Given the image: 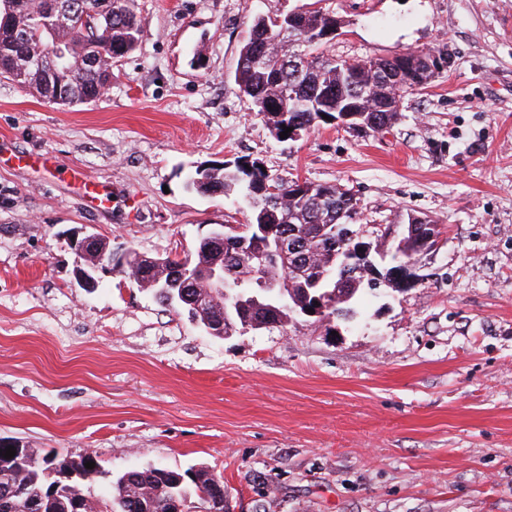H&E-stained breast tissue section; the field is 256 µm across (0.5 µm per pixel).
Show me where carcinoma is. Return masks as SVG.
<instances>
[{"label": "carcinoma", "mask_w": 512, "mask_h": 512, "mask_svg": "<svg viewBox=\"0 0 512 512\" xmlns=\"http://www.w3.org/2000/svg\"><path fill=\"white\" fill-rule=\"evenodd\" d=\"M57 11L85 14L91 24L83 27L55 25L56 16L48 10V3ZM134 0H10L14 12L5 14L0 0V77L11 79L44 99L49 95L66 96L71 104H81L98 98L112 84V66L116 63L113 51L117 47L132 52L140 39L141 27L133 6ZM277 31L265 29V17L253 19L249 36L242 45L235 78L240 93L257 104L265 96H280L290 109L288 125L308 132L321 123L323 116L338 118L345 109L359 115L358 123L371 131L391 128L399 119L400 103L408 90L415 85L407 74L389 87L379 85L378 72L372 60H336L320 52L319 44H293L276 40ZM60 43L66 51L65 68L53 76L38 70L20 71L25 58L41 48ZM295 51L303 52L317 62L311 71L309 83L300 89L281 91L275 86V75L281 71L280 57ZM261 53L265 66L255 67L252 56ZM269 176L260 168L251 172L237 165L213 167L205 186L197 187L202 193L224 195L231 188L241 186L245 197L260 201V206L249 205V223L263 222L273 229L282 226L296 230L307 242L306 255L290 266H271V277L288 276L295 292L306 288L309 295L322 296L333 290L334 279L345 268L365 264L360 246L365 241L344 240L352 231L358 215L354 196L340 186L307 183L303 195L295 194L294 182H278L279 192L269 203L256 195ZM327 224L339 226L336 236L321 234ZM390 251V261L385 269H395L420 254L417 238L408 235L398 252ZM224 277L235 281L242 279L239 291L249 297L264 299V292L257 286L259 277L252 274L251 255L234 248H224ZM214 261V255L195 247L188 259L187 271L192 276L202 275ZM372 289L363 276H349L338 289L339 299L326 316L349 319L355 315V302L365 290ZM270 310L262 307L233 313L224 323V333L243 326L245 322L264 320ZM90 455L73 458L54 453L38 457L20 467L16 460L7 459L0 452V512H31L30 504L40 502L43 512H73V502L83 498L93 512H172L175 499L188 498L204 506L212 496L213 486L224 484L221 476L204 467L185 470L149 467L127 470L109 475V488L103 495L94 493V486L105 475L100 464L90 470L92 477L84 482L64 483L54 494L48 492L45 471L57 465L64 469H83Z\"/></svg>", "instance_id": "obj_1"}]
</instances>
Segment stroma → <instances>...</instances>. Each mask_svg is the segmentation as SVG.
<instances>
[{
	"label": "stroma",
	"mask_w": 512,
	"mask_h": 512,
	"mask_svg": "<svg viewBox=\"0 0 512 512\" xmlns=\"http://www.w3.org/2000/svg\"><path fill=\"white\" fill-rule=\"evenodd\" d=\"M135 4L141 40L97 101L0 77V438L115 473L202 466L229 512H512V0ZM308 10L342 20L336 60L441 50L447 67L382 134L277 140L234 81L239 51L256 16ZM22 148L46 163L20 167ZM245 161L350 188L372 243L433 219L422 283L365 291L347 321L221 338L121 268L77 287L71 231L158 256L247 223L237 194L188 184Z\"/></svg>",
	"instance_id": "stroma-1"
}]
</instances>
